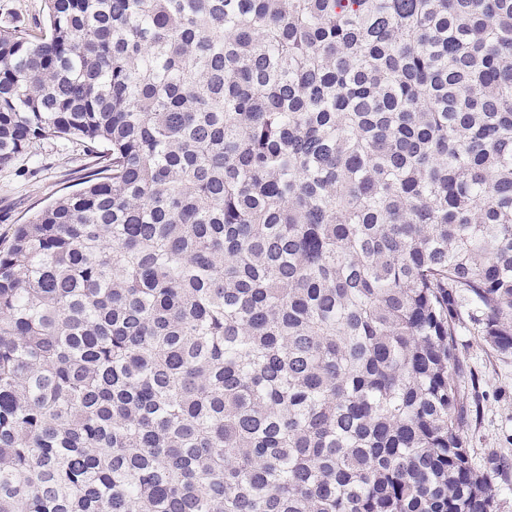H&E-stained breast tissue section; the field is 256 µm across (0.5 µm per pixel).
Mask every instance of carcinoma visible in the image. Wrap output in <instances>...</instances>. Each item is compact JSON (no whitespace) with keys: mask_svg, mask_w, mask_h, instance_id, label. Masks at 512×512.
<instances>
[{"mask_svg":"<svg viewBox=\"0 0 512 512\" xmlns=\"http://www.w3.org/2000/svg\"><path fill=\"white\" fill-rule=\"evenodd\" d=\"M0 169V512H499L458 328L512 354V0H45ZM88 159L80 146L43 140L31 155L0 171V238L7 240L14 224L24 223L46 203L77 186L87 172Z\"/></svg>","mask_w":512,"mask_h":512,"instance_id":"obj_1","label":"carcinoma"}]
</instances>
